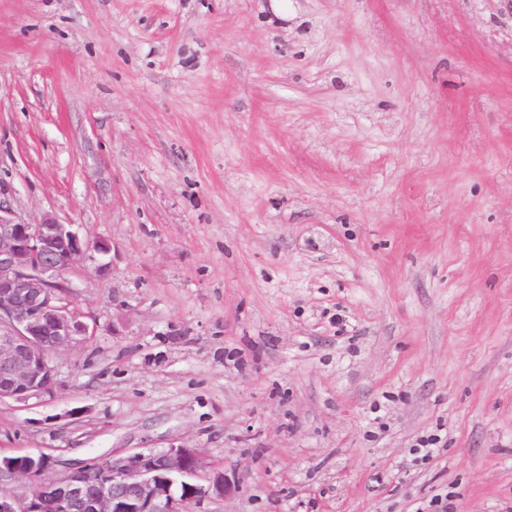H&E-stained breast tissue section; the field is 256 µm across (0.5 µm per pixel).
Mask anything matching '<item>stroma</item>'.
<instances>
[{
	"label": "stroma",
	"mask_w": 512,
	"mask_h": 512,
	"mask_svg": "<svg viewBox=\"0 0 512 512\" xmlns=\"http://www.w3.org/2000/svg\"><path fill=\"white\" fill-rule=\"evenodd\" d=\"M0 185L112 246L1 456L196 448L239 488L195 512H512V0H0Z\"/></svg>",
	"instance_id": "35a3bbf8"
}]
</instances>
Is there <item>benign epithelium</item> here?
<instances>
[{"label":"benign epithelium","instance_id":"1","mask_svg":"<svg viewBox=\"0 0 512 512\" xmlns=\"http://www.w3.org/2000/svg\"><path fill=\"white\" fill-rule=\"evenodd\" d=\"M4 195L0 188V402H27L57 388L52 355L89 336L82 315L65 302L63 274L83 256L108 255L111 245L88 242L51 214L24 221ZM56 466L44 452L0 456V479H37L0 491V512H193L201 499L238 489L235 474L184 446L89 459L64 473Z\"/></svg>","mask_w":512,"mask_h":512}]
</instances>
